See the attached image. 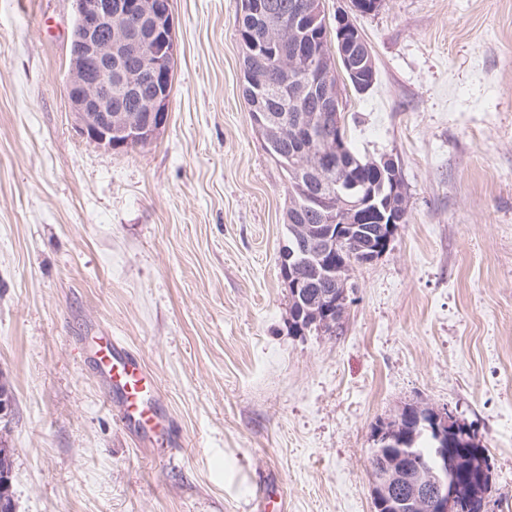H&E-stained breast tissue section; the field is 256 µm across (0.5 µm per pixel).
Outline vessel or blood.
<instances>
[{
    "mask_svg": "<svg viewBox=\"0 0 512 512\" xmlns=\"http://www.w3.org/2000/svg\"><path fill=\"white\" fill-rule=\"evenodd\" d=\"M89 362L100 375L103 396L118 424L146 442L162 425L156 401L158 384L143 358L111 333L96 337Z\"/></svg>",
    "mask_w": 512,
    "mask_h": 512,
    "instance_id": "obj_1",
    "label": "vessel or blood"
}]
</instances>
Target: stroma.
<instances>
[{"label": "stroma", "mask_w": 512, "mask_h": 512, "mask_svg": "<svg viewBox=\"0 0 512 512\" xmlns=\"http://www.w3.org/2000/svg\"><path fill=\"white\" fill-rule=\"evenodd\" d=\"M241 0H172L166 128L82 138L74 0H0V377L17 512H372V429L448 408L512 512V0L351 18L377 80L347 136L399 166L407 220L355 267L338 335L289 330L287 180L243 97ZM108 331L159 386L171 448L115 423L84 356Z\"/></svg>", "instance_id": "35a3bbf8"}]
</instances>
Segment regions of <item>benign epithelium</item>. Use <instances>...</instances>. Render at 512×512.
Segmentation results:
<instances>
[{"label":"benign epithelium","mask_w":512,"mask_h":512,"mask_svg":"<svg viewBox=\"0 0 512 512\" xmlns=\"http://www.w3.org/2000/svg\"><path fill=\"white\" fill-rule=\"evenodd\" d=\"M248 13H261L263 19L278 26L283 24L261 0H243ZM324 14L322 4L304 6L295 22L304 28L319 24ZM339 23L337 44L331 48V62L343 61L350 74L357 75L366 60L358 57L356 46L359 39L349 36L354 24L342 11L336 12ZM145 20L153 21L156 32L160 33L155 44L145 42L139 48H126V28L139 25ZM75 44L66 77V88L70 107L80 135L109 150H118L140 139L142 129L136 118L124 113L112 115L113 74L127 73V58L146 55L152 60L153 69L162 73L154 97L149 101V125L153 136H158L166 126L170 95L176 65L177 45L175 41L171 0H75V22L72 30ZM283 73L295 85V95L319 100L321 109L329 113L323 123L317 117L307 116L291 127L293 134L304 146L320 144L315 160L298 168L299 175L317 185L310 192L308 203L323 212L325 223L308 231L305 254L310 257L317 273L325 281L336 285V294H326L317 301L299 306L295 311L298 329L305 331L303 322H330V315L339 304H346L351 290L349 273L342 263L333 259L336 253V238L342 229L350 227L356 232L353 222L366 213L386 206L391 213L389 224H380L367 234V243L360 249L361 263L369 264L387 252L398 224L402 222L399 213L392 210L393 198L398 192L399 168L391 158L384 157L374 166L388 176L389 190L384 186L370 188L350 181L339 192L332 185L321 180V174L334 165L335 160L345 152L342 122L339 112L343 105L336 85L331 82V72L318 60L317 54L297 52L290 63L283 66ZM283 118L265 114L255 123L258 130L265 132L268 142L274 143L279 134ZM301 261L294 253L285 252L281 262V277L287 287L293 289L290 302L298 301L299 288L303 281L299 274ZM418 417H429L428 432L433 441L431 464L423 469L411 471L405 465L412 453L411 448H399V452L383 457L388 443L399 440L397 427L391 423L375 433L371 452L378 458H385L383 467L372 477L373 507L387 512H460V494L456 481V469L448 464V425L453 431L463 429L462 437L471 433L470 427L453 411L443 408H416ZM0 512H16L12 493L11 475L0 474Z\"/></svg>","instance_id":"1"}]
</instances>
